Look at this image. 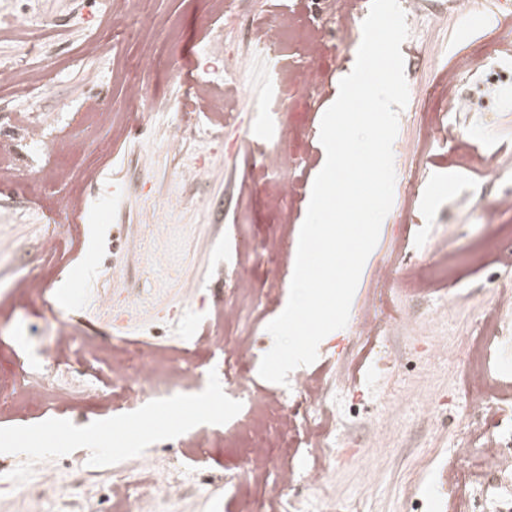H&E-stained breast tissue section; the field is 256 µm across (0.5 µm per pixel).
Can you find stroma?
Segmentation results:
<instances>
[{"instance_id":"35a3bbf8","label":"stroma","mask_w":512,"mask_h":512,"mask_svg":"<svg viewBox=\"0 0 512 512\" xmlns=\"http://www.w3.org/2000/svg\"><path fill=\"white\" fill-rule=\"evenodd\" d=\"M113 0H0V18L20 35L0 33V68L35 74L43 86L20 98L0 89V138L16 137V117L42 114L51 136L82 146L77 159L48 153L18 139L11 165L15 176L0 178V388L33 382L43 370L40 353L55 334L53 310L77 321V330L104 349L130 348L148 339L185 346L213 330L215 310L232 297L234 278L250 255L259 260L254 286L262 303L228 333L248 329L254 357L241 364L214 348L195 349L186 361L198 383L189 391L126 406L113 398L112 383L86 359L60 366V385L94 391L82 403H54L34 410L14 404L0 411V512H24V490L44 467L66 472L82 464L96 479L85 489L89 512H115L106 492L113 469L135 470L153 458L161 478L179 476L192 484L179 512H237L250 499L267 512L275 473L243 482L249 446L264 445L274 460L289 459L299 482L288 491L320 512L324 498L346 512H457L448 476L470 466L457 456L461 428L472 416L465 375L468 342L484 316L493 284L512 282V265L470 259L476 243L490 234L479 210L501 187L500 177L477 164L453 162L456 144L478 142L512 161V83L470 88L475 102L458 113L443 145H428L424 132L442 111L446 71L468 58L483 65L490 44L512 38V0H485L489 23L465 26L445 0H424L422 19L401 46L409 100L399 113L394 141L393 205L378 243L365 262L350 315L370 311L380 321L406 314L402 325L379 336L358 334L354 325L333 331L318 346L317 360L289 374L288 385L262 379L259 365L271 349L269 322L289 297L301 225L320 165V124L339 83L355 64L362 39L354 26L347 48L338 31L327 36L320 71L307 69L296 48H260L259 27L295 11L309 19L322 0H233L220 12L213 0H133L125 17L134 28L153 23L158 36L135 41L112 32ZM241 62L246 106L213 139L211 112L174 115L185 133L183 153L166 147L164 124L173 102L202 80L216 78L225 49ZM139 78L148 98L128 103L124 86ZM124 113L113 125L111 111ZM279 145L290 152V175L301 189L291 204V222L281 228L280 204L254 179L247 143ZM66 167L64 180L38 189L29 175ZM418 191L405 201L407 183ZM53 224L68 234L53 248L43 239ZM277 239V247L262 244ZM392 285L376 278L379 266L398 254ZM444 253L461 266L426 293L410 283ZM30 275L47 290L32 301L15 279ZM198 287L190 296L189 287ZM123 294L139 303L115 320L107 302ZM499 331L486 354L494 381L508 387L496 414L512 433V311L499 315ZM442 347L429 358V344ZM308 374L336 382L332 398L334 448L354 445L337 461L326 485L304 481L313 462L309 447H283L266 414L251 408L238 388L277 392L298 419L311 418L295 385ZM439 401L435 414L423 400Z\"/></svg>"}]
</instances>
